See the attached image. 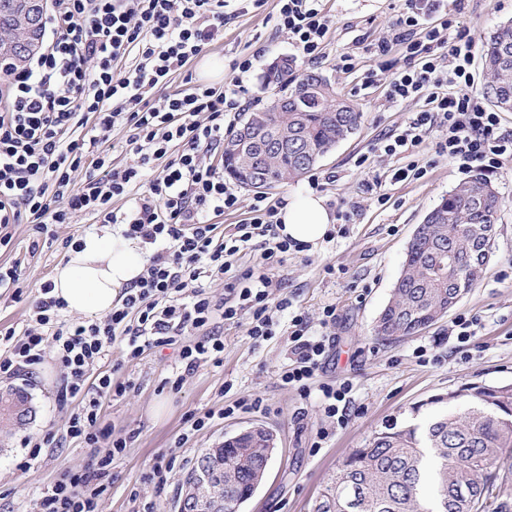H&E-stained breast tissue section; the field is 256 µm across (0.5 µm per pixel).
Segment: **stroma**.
Wrapping results in <instances>:
<instances>
[{"label": "stroma", "instance_id": "stroma-1", "mask_svg": "<svg viewBox=\"0 0 512 512\" xmlns=\"http://www.w3.org/2000/svg\"><path fill=\"white\" fill-rule=\"evenodd\" d=\"M323 5L334 15L335 24L316 62H309L287 35L276 32L277 0H265L260 8L231 20L223 38L211 43L206 54L227 65L240 55L254 56V67L245 77L251 108L270 99L262 83L267 65L287 56L297 70L312 69L326 76L337 93L351 100L362 114L357 131L314 170V175L326 180L321 194L328 207L335 213H350V221H336L334 239L290 253L272 272L294 309L307 317L312 331L320 329L323 308L335 306V344L319 378L352 381L353 415L347 425L338 426L313 401L283 386L280 374L290 363L284 323L276 336L256 346L247 335V319L215 318L210 328L224 340L222 365H205L185 375L176 393L165 384L166 378L182 368L176 347L155 348L136 360L128 359L121 347H113L98 364V371L132 381L134 387L102 408L104 425L113 436L125 438L127 448L102 479L105 491L99 512H174L180 483L196 458L252 426L271 431L276 449L263 483L242 512H314L339 462L385 425L425 421L434 411L430 399L465 386L512 385V162L490 177L505 204L498 215L494 254L476 287L437 322L414 335L389 340L373 335L417 225L468 176L456 162L435 156L427 142L420 149L421 157L430 163L427 174L396 182L392 171L401 166V159L381 158L371 151L378 138L404 124L422 106L417 99L389 102L381 82L366 89L361 86L363 70L374 62L372 45L390 36L405 0H324ZM454 17L480 42L512 18V0H462ZM345 54L354 56L356 71L340 68ZM361 156L367 162L360 167L356 160ZM375 177L389 198L386 205H378L366 190V182ZM97 230L88 217L73 224H53L48 228L54 237L52 246L33 251L29 248L30 225L9 226L12 246L0 253V264L17 266L21 291L0 293V328H22L41 284L52 279L56 268L67 260L65 241L82 239ZM329 265L334 266V273H326ZM459 313L479 320L464 350L450 333ZM421 346L427 350L428 362H420L414 354ZM62 384L63 374L49 357L33 370L13 377L0 375V392L15 386L26 388L35 409L32 419L22 425L0 420V512H38L40 491L60 479L64 470L84 468L95 455L94 449L66 436L68 413L57 402ZM249 395L263 398V411L222 417L224 406ZM189 411L209 412L213 418L203 430L190 434L183 423ZM322 429L328 436L321 441L317 433ZM50 431L56 441L43 445ZM25 440L42 443L43 449L21 471L17 464L25 453L21 446ZM163 455L174 456L175 464L160 486L152 468Z\"/></svg>", "mask_w": 512, "mask_h": 512}]
</instances>
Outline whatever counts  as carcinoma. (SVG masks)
<instances>
[{
    "label": "carcinoma",
    "mask_w": 512,
    "mask_h": 512,
    "mask_svg": "<svg viewBox=\"0 0 512 512\" xmlns=\"http://www.w3.org/2000/svg\"><path fill=\"white\" fill-rule=\"evenodd\" d=\"M488 75L484 94L512 112V21L499 25L481 45ZM278 100L247 112L224 137V174L239 185L294 180L353 134L361 112L336 91L316 101L321 74L290 67L264 73ZM265 129L243 143L242 130ZM503 200L490 180L476 173L443 197L409 242L391 298L374 326L377 337L410 336L437 321L474 288L493 254L495 237L481 229L497 224ZM473 406L462 414L440 413L422 424L395 423L355 449L325 488L315 512H512V466L500 464L512 448V388L467 386L448 396ZM0 412L22 423L32 417L26 393L0 395ZM224 461V512H239L266 473L270 449L246 436L235 447L217 449Z\"/></svg>",
    "instance_id": "obj_1"
}]
</instances>
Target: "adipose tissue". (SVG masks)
Masks as SVG:
<instances>
[{
	"label": "adipose tissue",
	"instance_id": "1",
	"mask_svg": "<svg viewBox=\"0 0 512 512\" xmlns=\"http://www.w3.org/2000/svg\"><path fill=\"white\" fill-rule=\"evenodd\" d=\"M280 219V236L304 244L320 241L334 222L324 198L306 189L289 197ZM82 244L57 267L53 294L65 302L67 311L104 316L111 312L121 289L143 273L144 249L117 232L86 235Z\"/></svg>",
	"mask_w": 512,
	"mask_h": 512
}]
</instances>
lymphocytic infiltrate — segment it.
Returning a JSON list of instances; mask_svg holds the SVG:
<instances>
[{
  "label": "lymphocytic infiltrate",
  "mask_w": 512,
  "mask_h": 512,
  "mask_svg": "<svg viewBox=\"0 0 512 512\" xmlns=\"http://www.w3.org/2000/svg\"><path fill=\"white\" fill-rule=\"evenodd\" d=\"M230 0H53L47 41L28 68L0 73V225L26 222L39 235L49 225L69 224L83 214L101 224L123 225L124 237L153 245L143 274L103 320L65 321L63 300L43 282L24 327L0 329V375L41 364L46 348L65 373L59 400L69 405L70 439L110 446L94 464L67 471L42 489L39 512H98L105 488L101 475L127 442L111 439L100 412L105 401L125 395L131 381L111 375L88 384L91 369L114 343L127 358L146 350L179 345L186 370L223 362L221 337L205 333L215 316L232 321L248 312V336L261 344L276 334L277 313H287L291 364L284 386L316 399L322 414L347 424L351 381H318L336 321L334 306L322 311L319 333H310L302 313L275 295L271 272L303 244L280 238L277 215L284 200L254 198L245 223L216 241L212 215L237 210L240 198L209 156L224 144L226 117L249 104L244 76L251 58L233 61L222 88L194 83L188 69L206 46L224 34ZM392 39L374 46L377 64L362 84H377L391 71L386 97L397 102L420 97L422 110L404 128L382 136L387 157L410 155L392 174L395 181L422 178L427 164L419 149L437 133L434 152L464 172H494L512 159V134L500 130L498 113L471 96L474 39L456 25L448 0H406ZM334 20L321 0H278L277 31L286 33L308 61L321 58ZM401 47L404 66L392 70L388 56ZM188 88L167 93L174 76ZM164 91L162 103L153 96ZM129 131L130 160L116 167L108 148L116 127ZM84 171L82 182L73 174ZM125 201L126 209L114 208ZM265 245L242 265L254 239ZM220 278L231 305L214 304L205 279Z\"/></svg>",
  "instance_id": "lymphocytic-infiltrate-1"
}]
</instances>
